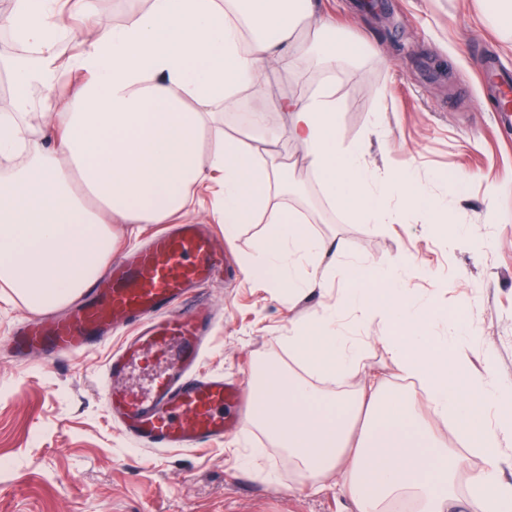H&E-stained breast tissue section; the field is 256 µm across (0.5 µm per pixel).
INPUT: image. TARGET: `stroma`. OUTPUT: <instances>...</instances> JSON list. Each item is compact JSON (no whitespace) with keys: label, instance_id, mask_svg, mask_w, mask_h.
<instances>
[{"label":"stroma","instance_id":"obj_1","mask_svg":"<svg viewBox=\"0 0 512 512\" xmlns=\"http://www.w3.org/2000/svg\"><path fill=\"white\" fill-rule=\"evenodd\" d=\"M358 49L336 76L344 141L365 145L379 168H413L427 193L444 197L460 240L447 248L424 217L388 227L357 224L345 206L330 207L320 179L301 152L281 142L295 166L308 233L338 238L346 257L374 268L403 262L414 304L432 301L439 312L431 333L458 341L469 369L512 379V137L497 131L495 98L483 93L478 72L489 59L512 65V31L482 0H316ZM465 176L457 192L448 179ZM266 216L225 238L234 272L204 287L218 314L206 371L249 388L260 363L290 365L284 338L335 305L346 283L330 272L323 287L289 303L287 293L249 277L242 258L268 231ZM30 313L0 287V512H346L335 478L317 494L282 448L258 429L232 426L222 442L183 451L138 449L116 427L101 398L113 342L65 362L17 365L12 331ZM344 335L364 338L362 363L387 373L402 393L409 381L390 374L381 342L392 328L384 316L366 324L342 322Z\"/></svg>","mask_w":512,"mask_h":512}]
</instances>
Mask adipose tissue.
I'll list each match as a JSON object with an SVG mask.
<instances>
[{
  "mask_svg": "<svg viewBox=\"0 0 512 512\" xmlns=\"http://www.w3.org/2000/svg\"><path fill=\"white\" fill-rule=\"evenodd\" d=\"M67 15L90 36L64 56ZM313 16V0H145L108 28L98 0H11L0 27L24 53L0 65L12 88L10 109L0 111V159L25 160L0 179V284L30 312L67 307L111 261L113 225L167 223L215 174L230 235L280 193H297L281 152L225 133L215 111H235L245 91L264 100L268 68L288 73L305 59L321 81L275 107L325 200L348 205L361 224H401L411 212L450 223L447 199H430L413 171H381L345 145L336 96L345 53ZM64 70L75 83L58 100L51 91ZM274 221L244 260L248 274L292 295L321 287L312 261L342 255V244L312 237L294 209H279ZM343 276L349 288L335 306L285 339L297 370L265 364L249 425L312 483L335 476L349 512H388L408 493L419 512H458L461 458L430 426L451 419L488 461L471 479L484 512H512L503 471L512 465V381L486 382L447 340L430 336L433 315L409 303L400 260L378 269L350 260ZM380 312L396 326L382 339L394 371L418 381L400 398L336 329L342 315L365 321ZM335 380L351 391L327 389Z\"/></svg>",
  "mask_w": 512,
  "mask_h": 512,
  "instance_id": "ef3b65f1",
  "label": "adipose tissue"
}]
</instances>
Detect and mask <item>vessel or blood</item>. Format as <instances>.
Wrapping results in <instances>:
<instances>
[{
	"instance_id": "1",
	"label": "vessel or blood",
	"mask_w": 512,
	"mask_h": 512,
	"mask_svg": "<svg viewBox=\"0 0 512 512\" xmlns=\"http://www.w3.org/2000/svg\"><path fill=\"white\" fill-rule=\"evenodd\" d=\"M483 86L512 126V69L486 64ZM213 228L183 223L154 233L113 262L70 316L31 320L12 336L16 357L61 361L120 335L106 366L102 397L118 426L151 449L190 450L221 440L224 412L240 394L221 374L202 370L213 317L196 300L201 287L230 270Z\"/></svg>"
}]
</instances>
